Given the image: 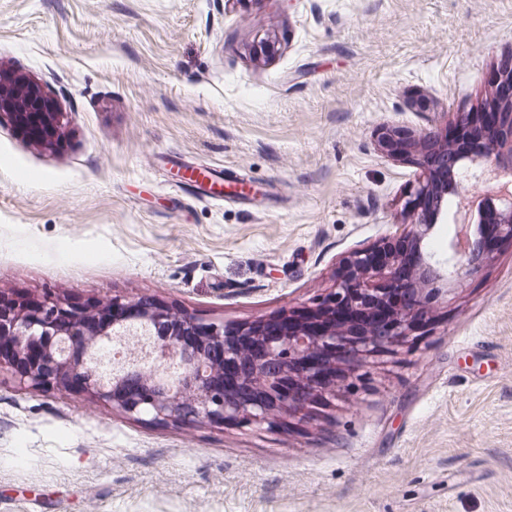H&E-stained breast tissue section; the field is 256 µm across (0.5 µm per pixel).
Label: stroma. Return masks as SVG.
Returning <instances> with one entry per match:
<instances>
[{
	"instance_id": "1",
	"label": "stroma",
	"mask_w": 512,
	"mask_h": 512,
	"mask_svg": "<svg viewBox=\"0 0 512 512\" xmlns=\"http://www.w3.org/2000/svg\"><path fill=\"white\" fill-rule=\"evenodd\" d=\"M510 55L512 0H0V64L68 131L0 124V292L228 324L312 306L408 230L424 174L378 130L446 134ZM177 158L260 201L178 197ZM428 308L304 423L137 419L0 369V512H512V243Z\"/></svg>"
}]
</instances>
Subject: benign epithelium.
I'll list each match as a JSON object with an SVG mask.
<instances>
[{"label": "benign epithelium", "instance_id": "7a95c632", "mask_svg": "<svg viewBox=\"0 0 512 512\" xmlns=\"http://www.w3.org/2000/svg\"><path fill=\"white\" fill-rule=\"evenodd\" d=\"M491 95L480 112H458L451 124L473 131L464 157L475 165L491 164L512 181V67L488 78ZM8 122L28 143L57 148L66 139L64 112L53 94L27 75L0 65V123ZM380 150L427 169L448 164V141L435 131L419 134L408 128H383ZM461 182L438 187L419 185L408 204L410 230L345 260L336 287L314 303L282 311L254 323L229 325L201 322L149 299L135 303L115 297L90 307L45 297L19 300L0 293V368L6 367L34 387L61 384L112 403L132 417L143 414L158 422L203 421L215 426L243 427L271 417L299 422L311 407L336 396L371 356L388 353L420 329L428 300L421 286L446 279L451 286L491 259L488 237L512 242V190L478 204V222H462L451 245L452 263L432 280L420 247L435 221L442 196L459 194ZM129 306L128 316L149 321L164 336L162 346L181 359L182 381L191 386L192 401L177 403L140 379L119 385L95 379L87 336H108L99 315Z\"/></svg>", "mask_w": 512, "mask_h": 512}]
</instances>
